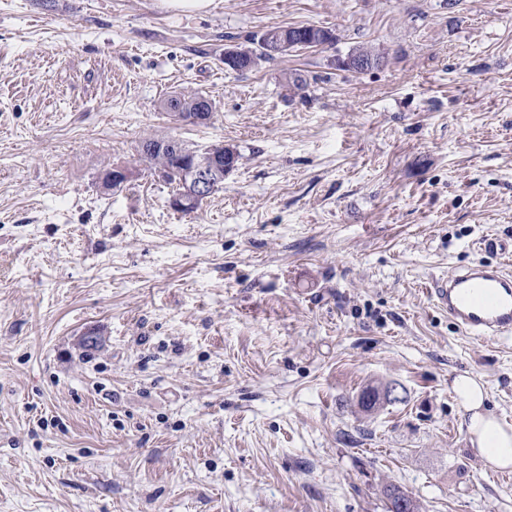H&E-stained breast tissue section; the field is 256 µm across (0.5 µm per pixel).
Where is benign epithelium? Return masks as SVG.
Returning a JSON list of instances; mask_svg holds the SVG:
<instances>
[{
    "mask_svg": "<svg viewBox=\"0 0 512 512\" xmlns=\"http://www.w3.org/2000/svg\"><path fill=\"white\" fill-rule=\"evenodd\" d=\"M328 37L329 33L326 32V28L314 26L300 39L293 35L288 36L286 45L283 44V39H274L271 52L275 53L285 46L323 48L326 46L324 39ZM336 65L353 72H366L378 67L380 59L371 56L349 55L338 59ZM158 149H167L173 152L174 156L179 158L184 172L189 174V180L185 182V189L171 199V205L179 210L186 209L197 200L209 195L224 179V171L233 165V157L230 155L200 154L175 139L159 144Z\"/></svg>",
    "mask_w": 512,
    "mask_h": 512,
    "instance_id": "obj_1",
    "label": "benign epithelium"
}]
</instances>
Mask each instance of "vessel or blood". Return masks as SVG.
Returning a JSON list of instances; mask_svg holds the SVG:
<instances>
[{"label":"vessel or blood","instance_id":"vessel-or-blood-1","mask_svg":"<svg viewBox=\"0 0 512 512\" xmlns=\"http://www.w3.org/2000/svg\"><path fill=\"white\" fill-rule=\"evenodd\" d=\"M437 307L477 341L512 337V273L477 261L434 280L430 290Z\"/></svg>","mask_w":512,"mask_h":512}]
</instances>
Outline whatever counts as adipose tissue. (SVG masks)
Listing matches in <instances>:
<instances>
[{"label":"adipose tissue","mask_w":512,"mask_h":512,"mask_svg":"<svg viewBox=\"0 0 512 512\" xmlns=\"http://www.w3.org/2000/svg\"><path fill=\"white\" fill-rule=\"evenodd\" d=\"M451 388L468 421L474 450L493 469H511L512 425L488 410L485 385L472 375L462 374L453 379Z\"/></svg>","instance_id":"1"}]
</instances>
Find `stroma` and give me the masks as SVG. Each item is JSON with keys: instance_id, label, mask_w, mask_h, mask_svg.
<instances>
[{"instance_id": "35a3bbf8", "label": "stroma", "mask_w": 512, "mask_h": 512, "mask_svg": "<svg viewBox=\"0 0 512 512\" xmlns=\"http://www.w3.org/2000/svg\"><path fill=\"white\" fill-rule=\"evenodd\" d=\"M289 25L336 40L225 68ZM358 47L381 65L338 69ZM149 137L239 160L183 214ZM486 235L512 241V0H0V512H387L390 484L512 512L450 386L512 422V338L430 296ZM164 109L167 112L175 113V109L181 107L180 112L175 116L178 121L189 124H204L212 115V100L203 94L174 93L164 100ZM198 106L206 108V112H198ZM183 112V113H181ZM190 113V114H187ZM208 114V115H207Z\"/></svg>"}]
</instances>
